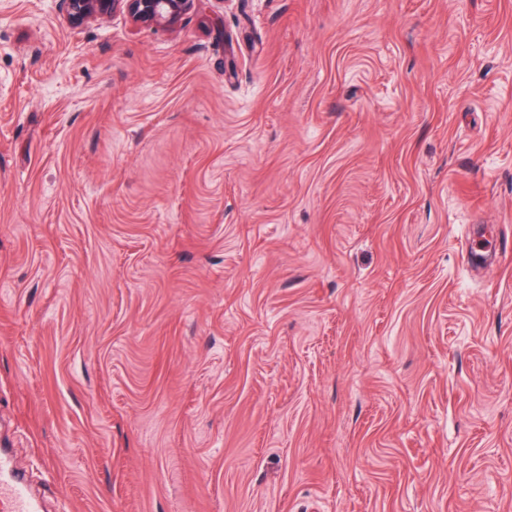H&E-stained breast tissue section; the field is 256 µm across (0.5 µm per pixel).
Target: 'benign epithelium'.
<instances>
[{"label":"benign epithelium","mask_w":512,"mask_h":512,"mask_svg":"<svg viewBox=\"0 0 512 512\" xmlns=\"http://www.w3.org/2000/svg\"><path fill=\"white\" fill-rule=\"evenodd\" d=\"M198 0H57L70 23L80 26L98 22L116 13L133 23L171 28L189 13Z\"/></svg>","instance_id":"1"}]
</instances>
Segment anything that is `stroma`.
<instances>
[{
    "mask_svg": "<svg viewBox=\"0 0 512 512\" xmlns=\"http://www.w3.org/2000/svg\"><path fill=\"white\" fill-rule=\"evenodd\" d=\"M512 0H0V442L50 512H512ZM197 0H57L61 12L73 25H86L125 14L133 23L175 27ZM469 244L470 239L465 240L467 264L483 260L485 263L492 262L511 251V243L507 239H499L495 242H491V244L486 247L485 251L487 253H478L473 250V248L470 249Z\"/></svg>",
    "mask_w": 512,
    "mask_h": 512,
    "instance_id": "1",
    "label": "stroma"
}]
</instances>
